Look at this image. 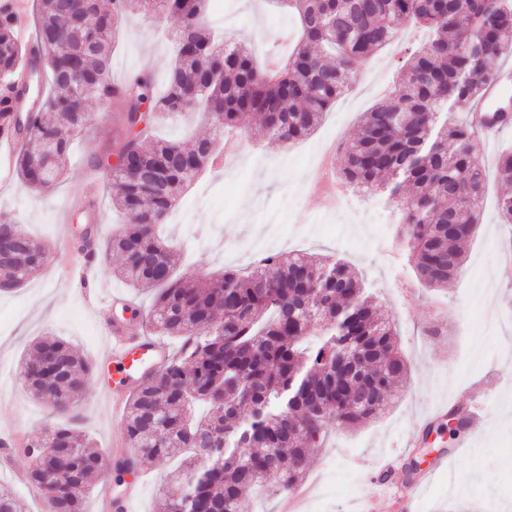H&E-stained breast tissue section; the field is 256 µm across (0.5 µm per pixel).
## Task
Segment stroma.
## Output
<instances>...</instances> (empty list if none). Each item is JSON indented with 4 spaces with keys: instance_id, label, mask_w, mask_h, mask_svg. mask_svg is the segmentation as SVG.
Masks as SVG:
<instances>
[{
    "instance_id": "obj_1",
    "label": "stroma",
    "mask_w": 512,
    "mask_h": 512,
    "mask_svg": "<svg viewBox=\"0 0 512 512\" xmlns=\"http://www.w3.org/2000/svg\"><path fill=\"white\" fill-rule=\"evenodd\" d=\"M212 26L247 41L258 63L285 55L296 38L291 15L271 9L266 0H217ZM180 28L176 17L143 19L130 16L113 45V72L122 80L138 73L164 81L173 63L172 38ZM280 30V40L265 39ZM398 52L386 49L370 59L381 76L367 82L357 71L351 86L363 95L353 111L335 104L308 138L285 145L251 126L238 136L241 148L222 171L205 172L185 190L178 205L180 224L162 231L180 256L176 274L205 279L224 268L246 270L253 257L252 238L263 234L275 241L276 252L339 255L358 268L376 293V303L396 321L410 372L385 413L356 426L339 425L309 454L306 483L331 487L326 499L309 498L299 512H355L368 492L365 468L377 465L381 451L395 447L426 412L439 405L476 401L489 413L476 447H468L469 430L456 441L439 438L412 449L406 462L420 453L436 456L446 450L448 468L436 474L417 498L415 512H512V231L497 218V199L506 191L495 169L501 150L512 145V131L491 141L483 158L487 192L483 222L464 242L463 274L447 288L433 291L420 285L409 266L395 227L394 208L375 197H358L357 207L372 210L375 220L356 236L333 212H317L311 194V173L318 149L338 139H354L363 112L392 91ZM121 99L92 100L88 123L76 138L71 163L61 183L47 192L0 187V213L21 217L37 240L56 245L65 218H78L86 205L101 208V236L121 228L111 209L104 177L90 165L95 156H110L122 142L116 121ZM74 250H55L45 265L22 287L0 291V436L13 437L18 447L43 434L56 422L49 404L33 396L21 379L20 362L33 339L45 332L66 338L86 358L104 351L98 313L88 307L68 282ZM105 375L90 374L73 409L72 427L89 436L104 455L112 453V409L101 397ZM177 465L176 459L148 461L144 492L136 512H163L157 488ZM456 484H449V475Z\"/></svg>"
}]
</instances>
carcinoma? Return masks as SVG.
I'll return each instance as SVG.
<instances>
[{
    "mask_svg": "<svg viewBox=\"0 0 512 512\" xmlns=\"http://www.w3.org/2000/svg\"><path fill=\"white\" fill-rule=\"evenodd\" d=\"M35 2L38 55L30 71L44 75L52 91L26 113L18 89L0 92V134L18 143L13 173L38 191L61 179L87 118L78 82L89 96L123 98L117 163L93 161L118 185L112 206L126 218L106 250L121 258L119 279L155 293L153 333L178 343L133 392L125 428L136 454L118 462V471L190 448L194 454L159 492L165 512H251L245 489L274 480L287 491L301 482L312 444L336 421L356 425L382 413L408 365L393 321L377 313L362 278L341 259L270 254L246 276L226 269L210 281L175 277L170 245L156 229L179 192L212 168L218 141L160 139L155 124L182 111L194 89L199 103L223 113L222 134L256 115L281 143L303 139L370 56L407 22L424 26L429 41L407 52L394 91L363 113L360 134L338 165L348 185L396 206L407 261L424 285L446 287L464 270L461 244L482 223L486 188L475 132L455 114L495 81L494 62L512 46V0H268L293 14L300 29L274 72L257 67L235 36H216L209 0H111L107 10L83 0L86 19L68 32L57 26L62 0ZM134 11L181 20L161 91L150 74L112 81L109 47ZM26 57L16 15L0 4V81L17 76ZM43 141L56 154L47 177L37 155ZM497 176L512 185V150L501 153ZM0 248L9 254L0 262L1 291L22 287L47 260L45 246L2 214ZM90 372L72 345L53 335L35 339L21 361L26 385L38 397L55 396L61 416L73 409ZM38 446L53 449L51 462L65 475L52 485L29 470L45 512H82L103 455L65 424L46 430L26 455ZM205 455L210 464L203 470ZM16 507L12 489L0 483V512Z\"/></svg>",
    "mask_w": 512,
    "mask_h": 512,
    "instance_id": "1",
    "label": "carcinoma"
}]
</instances>
